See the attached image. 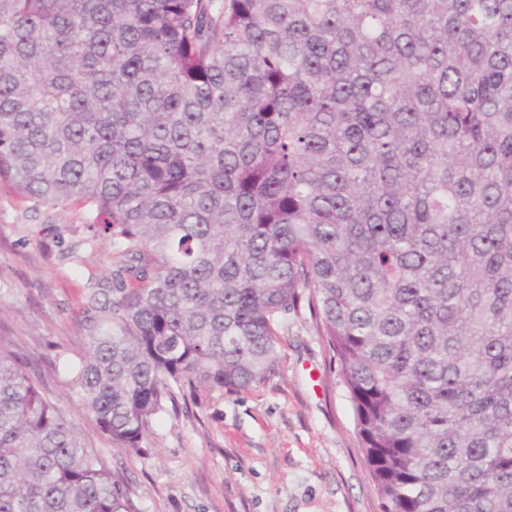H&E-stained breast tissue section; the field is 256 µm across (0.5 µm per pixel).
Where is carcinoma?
<instances>
[{"label":"carcinoma","instance_id":"carcinoma-1","mask_svg":"<svg viewBox=\"0 0 512 512\" xmlns=\"http://www.w3.org/2000/svg\"><path fill=\"white\" fill-rule=\"evenodd\" d=\"M0 179L112 245L113 444L305 301L382 512H512V0H0ZM0 512H137L1 350Z\"/></svg>","mask_w":512,"mask_h":512}]
</instances>
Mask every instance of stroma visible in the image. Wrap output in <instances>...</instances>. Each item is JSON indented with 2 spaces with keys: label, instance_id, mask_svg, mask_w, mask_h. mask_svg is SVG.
<instances>
[{
  "label": "stroma",
  "instance_id": "stroma-1",
  "mask_svg": "<svg viewBox=\"0 0 512 512\" xmlns=\"http://www.w3.org/2000/svg\"><path fill=\"white\" fill-rule=\"evenodd\" d=\"M84 202L37 204L0 180V344L26 354L45 398L76 423L140 512H381L336 364L307 308L281 329L276 371L239 393L176 394L141 448H118L59 369L79 363L86 297L112 247Z\"/></svg>",
  "mask_w": 512,
  "mask_h": 512
}]
</instances>
